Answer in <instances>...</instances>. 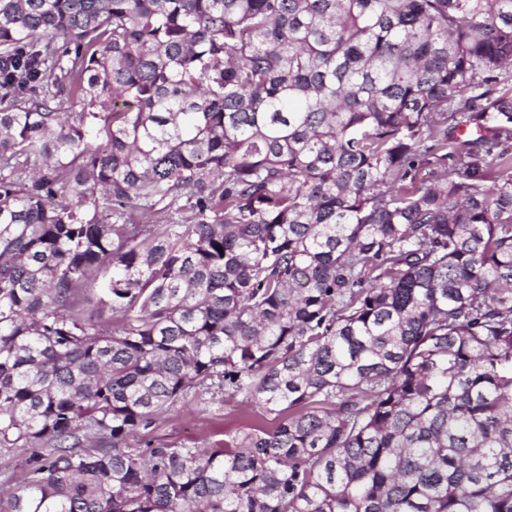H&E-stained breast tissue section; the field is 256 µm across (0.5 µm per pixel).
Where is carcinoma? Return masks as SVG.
I'll use <instances>...</instances> for the list:
<instances>
[{"instance_id":"1","label":"carcinoma","mask_w":512,"mask_h":512,"mask_svg":"<svg viewBox=\"0 0 512 512\" xmlns=\"http://www.w3.org/2000/svg\"><path fill=\"white\" fill-rule=\"evenodd\" d=\"M203 386L275 425L126 446ZM15 448L0 512H512V0H0ZM31 457L30 448H18L0 456V486L21 485Z\"/></svg>"}]
</instances>
